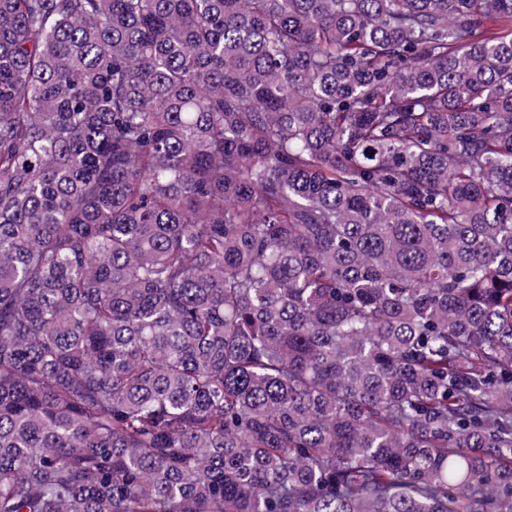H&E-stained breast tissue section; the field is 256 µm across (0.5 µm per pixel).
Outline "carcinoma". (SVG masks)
Wrapping results in <instances>:
<instances>
[{"instance_id":"carcinoma-1","label":"carcinoma","mask_w":512,"mask_h":512,"mask_svg":"<svg viewBox=\"0 0 512 512\" xmlns=\"http://www.w3.org/2000/svg\"><path fill=\"white\" fill-rule=\"evenodd\" d=\"M0 512H512V0H0Z\"/></svg>"}]
</instances>
